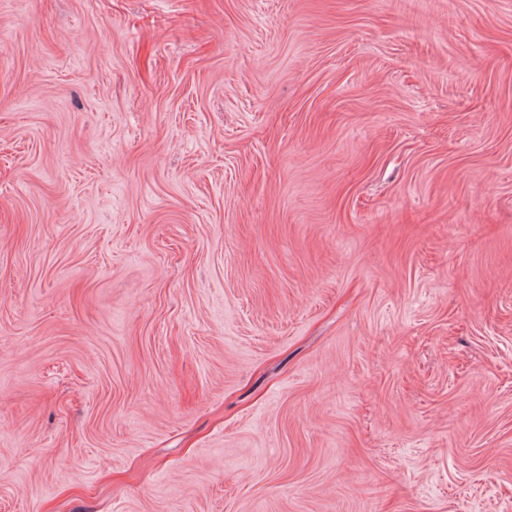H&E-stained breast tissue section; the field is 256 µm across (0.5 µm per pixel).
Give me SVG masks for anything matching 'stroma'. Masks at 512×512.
Listing matches in <instances>:
<instances>
[{"instance_id":"obj_1","label":"stroma","mask_w":512,"mask_h":512,"mask_svg":"<svg viewBox=\"0 0 512 512\" xmlns=\"http://www.w3.org/2000/svg\"><path fill=\"white\" fill-rule=\"evenodd\" d=\"M0 512H512V0H0Z\"/></svg>"}]
</instances>
